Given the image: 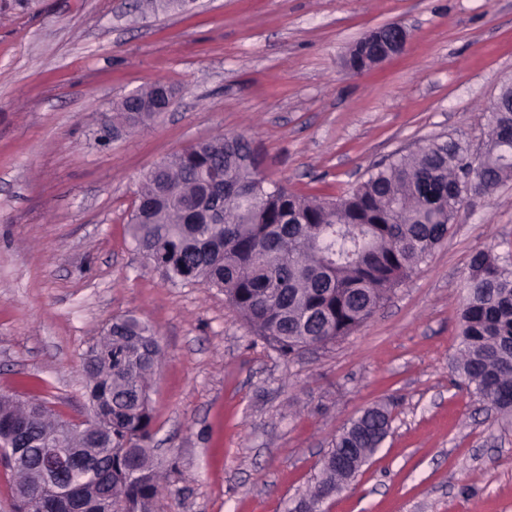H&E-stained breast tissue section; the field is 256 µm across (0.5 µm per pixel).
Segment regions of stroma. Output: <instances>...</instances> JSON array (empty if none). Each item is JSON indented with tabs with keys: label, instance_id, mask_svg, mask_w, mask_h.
Masks as SVG:
<instances>
[{
	"label": "stroma",
	"instance_id": "stroma-1",
	"mask_svg": "<svg viewBox=\"0 0 512 512\" xmlns=\"http://www.w3.org/2000/svg\"><path fill=\"white\" fill-rule=\"evenodd\" d=\"M404 51L359 73L364 33ZM161 81L151 125L111 136L113 107ZM512 81V0H0V394L87 418L83 354L133 314L156 330L151 446L161 512H285L360 410L391 432L325 512H512V423L454 371L472 257L512 252V180L470 196L445 242L357 330L288 358L222 291L172 286L128 233L141 177L241 134L266 175L336 196L395 153L449 135L479 153Z\"/></svg>",
	"mask_w": 512,
	"mask_h": 512
}]
</instances>
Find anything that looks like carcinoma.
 <instances>
[{
    "instance_id": "carcinoma-1",
    "label": "carcinoma",
    "mask_w": 512,
    "mask_h": 512,
    "mask_svg": "<svg viewBox=\"0 0 512 512\" xmlns=\"http://www.w3.org/2000/svg\"><path fill=\"white\" fill-rule=\"evenodd\" d=\"M153 13L182 9L185 0H141ZM161 83L114 107L116 126L154 121L145 111ZM489 138L478 157L450 137L377 164L344 194L301 196L263 176V159L242 135L199 142L153 167L138 199L149 211L131 218L135 249L173 286L224 292L254 333L282 355L326 346L365 323L390 292L424 263L448 235L470 193L492 195L512 180V112H489ZM460 312L456 371L498 414L512 417V256H473ZM162 348L156 332L129 314L112 322L84 354L90 410L112 402V428L65 421L41 400L0 395V432L19 430L31 461L9 468L14 512H71L93 486L112 495L114 512H159L163 475L154 463L153 378ZM389 404L365 409L336 437L329 454L359 457L387 437ZM61 436L93 466L67 474V492L26 490L42 482L38 451ZM336 487L321 468L305 498Z\"/></svg>"
}]
</instances>
